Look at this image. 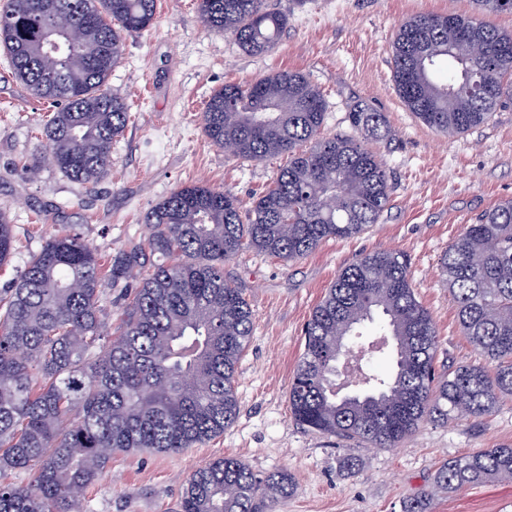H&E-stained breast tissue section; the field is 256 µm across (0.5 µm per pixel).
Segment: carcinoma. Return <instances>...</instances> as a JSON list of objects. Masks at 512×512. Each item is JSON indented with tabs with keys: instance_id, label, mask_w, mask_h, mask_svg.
I'll return each instance as SVG.
<instances>
[{
	"instance_id": "carcinoma-1",
	"label": "carcinoma",
	"mask_w": 512,
	"mask_h": 512,
	"mask_svg": "<svg viewBox=\"0 0 512 512\" xmlns=\"http://www.w3.org/2000/svg\"><path fill=\"white\" fill-rule=\"evenodd\" d=\"M9 0L0 11V50L14 77L56 107L43 126V160L80 183L112 166V142L130 118L107 80L125 40L153 25L157 0ZM473 15H419L392 44L396 93L424 124L454 137L487 122L512 96V33L486 17L512 0H473ZM209 31L248 55L278 44L288 16L268 0H196ZM82 39L62 61L42 56L51 33ZM484 54L472 57L474 42ZM327 104L304 73L272 72L226 83L202 113L203 130L236 157L288 156L246 208L232 193L197 183L173 190L143 217L149 234L112 257L76 233L54 235L0 290V512H87L83 492L112 455L192 447L224 433L239 412L238 364L254 327L242 289L224 262L244 250L296 262L329 239L348 240L378 222L389 203L385 165L366 147L391 136L380 112L349 106L351 135L320 136ZM14 250L0 206V267ZM461 330L482 358L436 368L433 320L417 300L406 256L364 253L344 267L304 326V350L288 394L302 428L373 448H396L427 420L446 423L491 413L512 396V200L464 225L439 260ZM130 287L115 336L101 339L106 286ZM377 324L390 336V369L363 363L362 396L343 401L329 370L349 336ZM29 473L24 484L10 480ZM512 483V446L444 461L432 486L449 493ZM296 490L281 470L259 475L226 457L191 474L176 512H273ZM431 495L401 512H430Z\"/></svg>"
}]
</instances>
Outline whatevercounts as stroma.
<instances>
[{
  "instance_id": "35a3bbf8",
  "label": "stroma",
  "mask_w": 512,
  "mask_h": 512,
  "mask_svg": "<svg viewBox=\"0 0 512 512\" xmlns=\"http://www.w3.org/2000/svg\"><path fill=\"white\" fill-rule=\"evenodd\" d=\"M270 2L287 14L288 26L274 52L250 56L230 37L205 29L194 0H157L153 26L127 39L109 77L130 119L112 144L108 176L94 185L41 163L40 129L53 106L17 81L0 53V204L9 208L16 237L10 264L0 268V289L55 234L78 232L110 261L147 237L144 214L177 187L204 183L246 204L262 192L284 158L237 159L203 130L209 97L224 83L297 70L327 101L322 136L350 133L347 105L357 99L382 112L394 135L368 143L390 172L392 192L365 234L328 240L290 264L252 250L225 263L226 277L243 289L256 317L238 366L235 422L179 452L114 454L104 477L84 492L88 512H171L185 480L224 457L260 474L293 475L297 492L275 512H401L404 500L429 488L444 460L512 445L510 399L476 419L424 423L395 449L313 434L292 422L288 393L303 327L339 271L371 250L395 249L409 259L417 298L438 333L437 364L478 361L439 258L463 225L512 198V100L487 124L449 139L416 119L394 90L391 43L399 26L420 13L472 14V0ZM346 457L355 459L354 469L343 470ZM431 512H512V484L438 493Z\"/></svg>"
}]
</instances>
